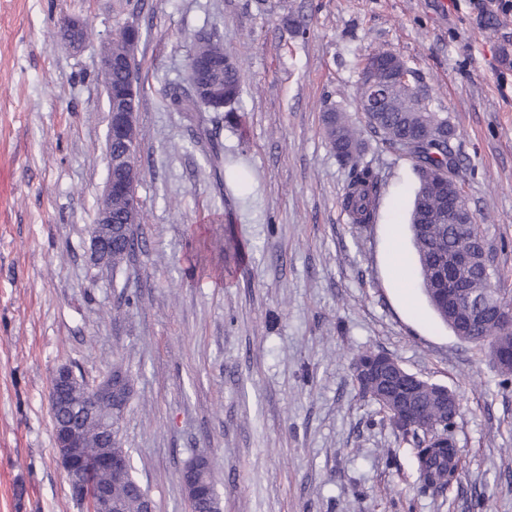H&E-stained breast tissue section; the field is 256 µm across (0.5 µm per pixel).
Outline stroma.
<instances>
[{"label":"stroma","instance_id":"35a3bbf8","mask_svg":"<svg viewBox=\"0 0 512 512\" xmlns=\"http://www.w3.org/2000/svg\"><path fill=\"white\" fill-rule=\"evenodd\" d=\"M66 17L86 46L59 45ZM143 36L142 246L89 261L107 177L100 57ZM239 66L232 112H177L198 37ZM399 54L447 116L474 223L512 288V0H0V512H80L48 392L69 364L134 386L121 423L155 512H190L180 471L208 457L222 512H512V380L429 306L408 230L412 159L369 138L380 191L351 223L328 109L366 122L364 58ZM224 155L216 180L204 155ZM248 177L238 181V170ZM232 225L242 263L211 230ZM385 353L459 396V476L421 492L416 450L360 393L353 359Z\"/></svg>","mask_w":512,"mask_h":512}]
</instances>
